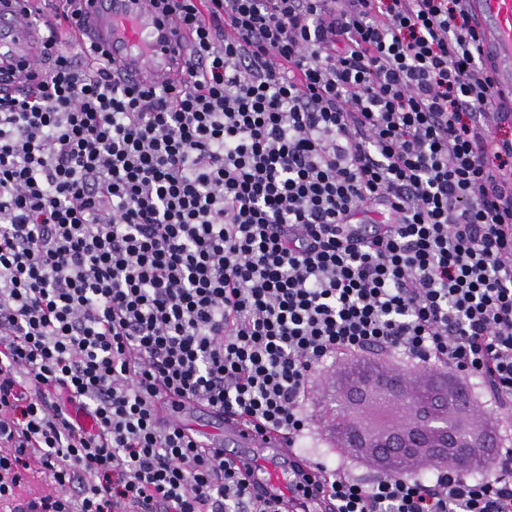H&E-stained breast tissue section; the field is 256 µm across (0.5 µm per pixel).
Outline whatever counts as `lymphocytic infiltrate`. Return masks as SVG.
<instances>
[{
	"instance_id": "f902f5d3",
	"label": "lymphocytic infiltrate",
	"mask_w": 512,
	"mask_h": 512,
	"mask_svg": "<svg viewBox=\"0 0 512 512\" xmlns=\"http://www.w3.org/2000/svg\"><path fill=\"white\" fill-rule=\"evenodd\" d=\"M155 3L191 35L170 83L52 39L0 95V512L34 465L26 512H512L507 440L368 481L298 447L355 358L512 400V113L467 0ZM164 392L286 433L290 496L250 500Z\"/></svg>"
}]
</instances>
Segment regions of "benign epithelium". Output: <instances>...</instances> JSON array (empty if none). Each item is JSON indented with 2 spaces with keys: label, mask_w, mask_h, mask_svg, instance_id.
Returning a JSON list of instances; mask_svg holds the SVG:
<instances>
[{
  "label": "benign epithelium",
  "mask_w": 512,
  "mask_h": 512,
  "mask_svg": "<svg viewBox=\"0 0 512 512\" xmlns=\"http://www.w3.org/2000/svg\"><path fill=\"white\" fill-rule=\"evenodd\" d=\"M471 395H451L429 385L412 387L406 373L359 370L346 389L325 405L326 421L345 448H368L396 470L408 457L425 448L435 459L453 453L459 467L476 454L490 459L494 435H477L474 425L460 422L475 416Z\"/></svg>",
  "instance_id": "obj_1"
}]
</instances>
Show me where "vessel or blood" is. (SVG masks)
Masks as SVG:
<instances>
[{
  "mask_svg": "<svg viewBox=\"0 0 512 512\" xmlns=\"http://www.w3.org/2000/svg\"><path fill=\"white\" fill-rule=\"evenodd\" d=\"M482 33L481 50L503 99L512 102V0H469ZM57 35L78 46L102 51L116 68L120 83L136 86L168 78L183 62L187 32L163 19L153 0H85L82 16L67 21L48 10L32 16L22 8L0 5V93L32 96L36 86L10 78L21 66L47 68L45 43ZM205 426L195 433L225 460L248 470L251 495L288 493L287 435L257 431L244 419L210 411Z\"/></svg>",
  "mask_w": 512,
  "mask_h": 512,
  "instance_id": "1",
  "label": "vessel or blood"
}]
</instances>
